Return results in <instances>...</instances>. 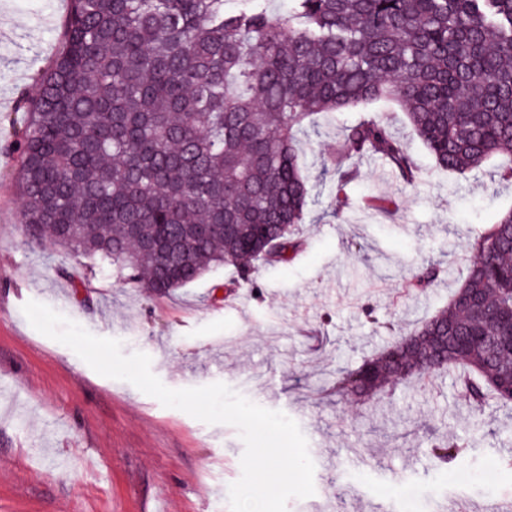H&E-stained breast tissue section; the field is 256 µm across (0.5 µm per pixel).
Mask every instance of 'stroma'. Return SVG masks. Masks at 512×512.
Listing matches in <instances>:
<instances>
[{"label": "stroma", "instance_id": "35a3bbf8", "mask_svg": "<svg viewBox=\"0 0 512 512\" xmlns=\"http://www.w3.org/2000/svg\"><path fill=\"white\" fill-rule=\"evenodd\" d=\"M70 0H0V512H230L241 476L238 430L163 406L132 384L95 372L69 347L36 331L22 307L50 306L100 337L143 352L169 388L222 382L294 419L315 464V493L288 512H480L512 500V468L499 422L511 407L474 410L451 377L402 384L390 401H338L330 379L390 341L381 319L412 327L446 305L466 277L470 244L512 209V185L491 159L461 176L439 169L394 104L375 103L424 179L406 186L377 158L334 214L324 169L358 112L315 117L301 135L312 204L291 261L255 264L226 304L220 267L165 296L150 295L109 263L32 240L15 191L22 98L61 48ZM394 198L392 214L369 209ZM444 274L420 293L406 286L415 260ZM470 446L438 463L431 440L447 430Z\"/></svg>", "mask_w": 512, "mask_h": 512}]
</instances>
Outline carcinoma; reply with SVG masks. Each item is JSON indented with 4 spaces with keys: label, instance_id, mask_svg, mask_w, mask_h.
<instances>
[{
    "label": "carcinoma",
    "instance_id": "obj_1",
    "mask_svg": "<svg viewBox=\"0 0 512 512\" xmlns=\"http://www.w3.org/2000/svg\"><path fill=\"white\" fill-rule=\"evenodd\" d=\"M70 2L14 141L24 224L148 293L291 260L310 196L298 134L317 115L391 99L444 170L512 156V0H290L285 14L270 0ZM368 155L420 179L388 125L361 118L336 153L335 212L357 175L345 161ZM472 249L446 306L337 371L340 400L447 372L475 407L512 404V209ZM440 273L418 261L409 287ZM431 448L446 462L468 442Z\"/></svg>",
    "mask_w": 512,
    "mask_h": 512
}]
</instances>
